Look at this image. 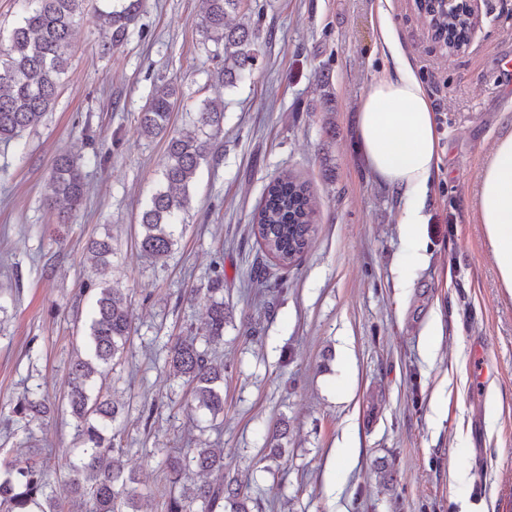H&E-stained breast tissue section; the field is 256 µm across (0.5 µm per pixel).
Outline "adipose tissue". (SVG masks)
<instances>
[{
	"instance_id": "adipose-tissue-1",
	"label": "adipose tissue",
	"mask_w": 512,
	"mask_h": 512,
	"mask_svg": "<svg viewBox=\"0 0 512 512\" xmlns=\"http://www.w3.org/2000/svg\"><path fill=\"white\" fill-rule=\"evenodd\" d=\"M389 0H377L379 42L393 61L367 88L357 114L365 164L402 199L401 230L410 266L425 258L421 224L438 171L440 138L428 91L402 58L389 23ZM478 222L491 246L500 279L512 294V131L503 134L478 176Z\"/></svg>"
}]
</instances>
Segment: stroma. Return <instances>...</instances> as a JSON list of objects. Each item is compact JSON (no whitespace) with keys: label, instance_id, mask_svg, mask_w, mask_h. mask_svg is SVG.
<instances>
[{"label":"stroma","instance_id":"stroma-1","mask_svg":"<svg viewBox=\"0 0 512 512\" xmlns=\"http://www.w3.org/2000/svg\"><path fill=\"white\" fill-rule=\"evenodd\" d=\"M375 0H252L229 23L259 31V57L236 87L198 32L200 0H143L127 43L101 56L88 0L52 112L0 141V459L24 457L34 433L66 512L83 504L58 451L77 448L64 400L69 362L84 351L91 282L122 289L130 343L108 379L124 403L120 459L165 512L159 449L210 442L224 478L256 512H512V296L477 219L478 172L512 105V0H476L462 51L431 40L415 0H391L393 36L425 83L445 150L426 201V259L399 286L403 202L363 163L356 118L391 59L378 43ZM331 81L322 84L321 71ZM172 83V116L188 132L196 106L224 103V127L192 187L177 249L155 262L137 246L139 216L161 184L165 144L137 118L154 86ZM84 160L85 200L69 223L46 203L55 160ZM293 172L318 203L315 242L294 265L266 258L251 230L265 185ZM111 237L106 271L88 243ZM224 273L230 319L209 345L224 366V413L203 423L168 376V349L206 317L197 289ZM440 317L436 336L426 330ZM52 411L6 419L26 390ZM495 424L487 422L490 398ZM153 411L143 420V408ZM288 422V451L266 437ZM354 425L353 461L339 455ZM467 473L464 492L451 466Z\"/></svg>","mask_w":512,"mask_h":512}]
</instances>
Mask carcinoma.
I'll return each mask as SVG.
<instances>
[{"instance_id":"obj_1","label":"carcinoma","mask_w":512,"mask_h":512,"mask_svg":"<svg viewBox=\"0 0 512 512\" xmlns=\"http://www.w3.org/2000/svg\"><path fill=\"white\" fill-rule=\"evenodd\" d=\"M20 19L7 43L0 46V140L18 138L54 108L62 78L70 65V46L75 26L87 0H17ZM96 18L105 32L100 45L103 56L127 42L141 11L142 0H105ZM202 38L223 47L221 71L224 86H235L251 73L258 58V29L248 24L228 26L231 12L247 6L246 0H200ZM178 102L174 85L154 88L140 112L138 128L146 138L166 139L162 177L144 204L139 226L140 251L154 260L167 258L178 243L181 217L191 204L190 188L197 171L208 162L215 137L223 131L224 106L203 102L194 112V132L176 135L170 131V114ZM83 164L64 155L54 165L49 205L61 220L79 208L85 198ZM317 203L307 182L288 173L266 184L262 200L252 216L251 231L265 254L277 265L288 267L312 247L317 231ZM98 266H108L112 254L110 237L90 243ZM207 319L200 335L208 343L224 340L228 311L224 307V274L215 272L205 288ZM132 315L117 288H94L87 357L76 355L68 369L66 405L75 420L80 442L70 462L71 487L87 498V512H141L142 494L133 473L114 457L121 434L124 406L103 392L109 371L125 352L132 332ZM169 375L191 388L195 409L218 418L224 413V365L215 363L208 351L197 346V337H179L169 347ZM50 412L38 390L30 389L11 408L15 422L45 416ZM287 424L283 421L269 433L270 455L286 452ZM160 466L177 484L194 468L200 474L224 472V449L208 446L186 452H168ZM252 497L233 481L203 482L169 494L165 512H252ZM0 512H61L50 492L47 461L39 453L23 460L0 461Z\"/></svg>"}]
</instances>
